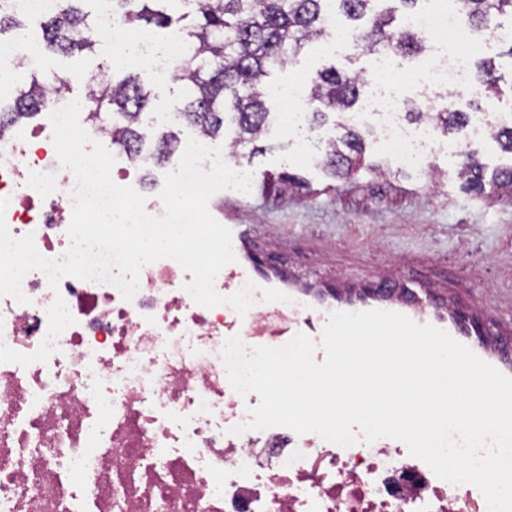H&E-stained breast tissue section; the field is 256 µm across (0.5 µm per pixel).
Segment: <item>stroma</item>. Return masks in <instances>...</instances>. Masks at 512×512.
<instances>
[{"label":"stroma","instance_id":"35a3bbf8","mask_svg":"<svg viewBox=\"0 0 512 512\" xmlns=\"http://www.w3.org/2000/svg\"><path fill=\"white\" fill-rule=\"evenodd\" d=\"M436 51L431 44L416 58L395 60V70L403 74L395 85L403 110L423 111L444 97V90L404 78L422 71ZM331 66L367 79L377 72L374 56L316 42L268 81L275 87L296 80L307 84L317 70ZM40 70L48 76L81 73L82 81L67 89L73 100L85 99L89 84L129 72L158 86L154 121L143 129L150 143L171 129L161 113L183 99L181 82L158 80L134 59L116 65L101 41L90 52L46 53ZM301 140L274 122L257 152L240 150L241 163L253 173L251 194L224 190L209 202L218 222L246 225L248 247L261 265L316 288L335 286L341 278L362 284L423 279L460 305L482 306L486 326L512 325V194L467 190L459 176L461 157L444 147L434 148L421 165L400 164L372 133L365 137L364 166L350 178L334 180L303 154ZM285 174L294 177V185L282 182Z\"/></svg>","mask_w":512,"mask_h":512}]
</instances>
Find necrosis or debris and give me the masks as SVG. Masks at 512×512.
Instances as JSON below:
<instances>
[{
    "label": "necrosis or debris",
    "instance_id": "necrosis-or-debris-1",
    "mask_svg": "<svg viewBox=\"0 0 512 512\" xmlns=\"http://www.w3.org/2000/svg\"><path fill=\"white\" fill-rule=\"evenodd\" d=\"M412 22L436 43L453 40L454 52L436 55L419 76L453 93L470 88L473 55L499 36L495 27L475 33L456 7ZM97 31L163 78L186 49L179 34L160 43L116 20L112 0H100ZM370 114L395 160L420 164L426 147L442 143L431 123H405L396 96H368L350 119ZM34 171L55 172L52 194L29 186ZM75 185L57 161L49 119L0 130L12 237L33 235L43 256L61 257ZM191 279L175 260L155 261L127 301L114 285L71 276L54 289L34 270L22 281L26 302L0 297V340L24 354L44 341L55 298L74 318L47 361L0 363V512H488L484 497L436 477L405 448L339 454L317 436L288 447L276 427L231 434L257 395L232 389L224 344L235 335L251 344L288 310L259 300L242 316L208 309L186 291Z\"/></svg>",
    "mask_w": 512,
    "mask_h": 512
}]
</instances>
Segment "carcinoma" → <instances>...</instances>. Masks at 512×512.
<instances>
[{
	"mask_svg": "<svg viewBox=\"0 0 512 512\" xmlns=\"http://www.w3.org/2000/svg\"><path fill=\"white\" fill-rule=\"evenodd\" d=\"M69 0L63 10L48 22L46 45L65 53L90 50L95 33L87 16ZM165 0H112L115 15L133 27L166 28L187 18L175 19L160 9ZM384 0H200L193 23L180 27L186 53L177 64L178 80L187 90L179 109L181 121L213 140L224 137V124L238 129L232 146H246L265 134L273 119L263 91L265 78L274 69L299 56L307 44L330 36L326 21L336 13L352 22L355 48L370 54L391 52L409 59L426 50L417 30L409 25H394ZM462 20L477 31L512 21V0H463ZM21 27L8 0H0V37ZM479 82L488 91L501 92L492 60L479 58ZM47 78L28 75L17 88L9 112L0 113V124L34 115L48 105L44 89ZM365 80L357 74L342 73L334 67L315 73L309 95L311 122L324 124L330 115L340 118L345 129L340 139L328 141L317 163L333 177L347 178L363 165L365 143L349 119L360 109ZM155 97L153 89L136 76L89 86L85 111L87 120L97 123L104 109H112V144L126 153L138 151L144 142L141 133L144 116ZM417 120L429 119L436 128L457 137L470 122L466 112H412ZM177 143L175 132L159 139L154 155L161 162L169 158ZM460 175L475 191L484 189L483 167L471 152L464 154ZM491 184L512 193V166L492 173Z\"/></svg>",
	"mask_w": 512,
	"mask_h": 512,
	"instance_id": "1",
	"label": "carcinoma"
}]
</instances>
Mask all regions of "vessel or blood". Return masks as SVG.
Returning a JSON list of instances; mask_svg holds the SVG:
<instances>
[{
  "mask_svg": "<svg viewBox=\"0 0 512 512\" xmlns=\"http://www.w3.org/2000/svg\"><path fill=\"white\" fill-rule=\"evenodd\" d=\"M232 245L236 256L234 263L224 268V285L233 287L236 284L252 280L261 287L272 288L279 283L277 273L255 276L245 250L246 236L240 225H231ZM340 287L346 296L336 303L322 300L310 302L305 306L302 316H289L288 333L296 335L305 333L313 340H320L323 330L332 312H362L367 310H387L402 313L420 325L430 324L449 332L456 340L468 346L475 355L493 365L502 373L512 376V345L496 338L493 329L478 331L471 323L477 320V311L462 312L455 305L443 306L438 302L435 287L423 281H390L379 280L367 298L356 295L354 281L341 282Z\"/></svg>",
  "mask_w": 512,
  "mask_h": 512,
  "instance_id": "obj_1",
  "label": "vessel or blood"
}]
</instances>
